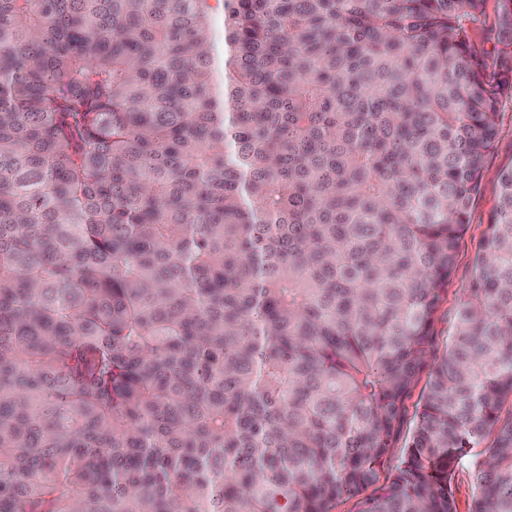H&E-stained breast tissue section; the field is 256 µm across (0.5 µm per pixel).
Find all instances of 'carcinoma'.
I'll return each mask as SVG.
<instances>
[{
  "instance_id": "1",
  "label": "carcinoma",
  "mask_w": 512,
  "mask_h": 512,
  "mask_svg": "<svg viewBox=\"0 0 512 512\" xmlns=\"http://www.w3.org/2000/svg\"><path fill=\"white\" fill-rule=\"evenodd\" d=\"M485 2L0 0V512H512ZM500 134L494 154L487 161L482 180V189L470 213V221L462 238L452 278L448 282V294L442 303L434 323L438 347L448 336L463 289L472 275V261L477 248L487 231L490 214L497 201V179L500 168L512 161V110L507 108L501 115ZM476 460L468 459L464 464L457 468L454 481V492L458 512H470L475 493L474 467Z\"/></svg>"
}]
</instances>
